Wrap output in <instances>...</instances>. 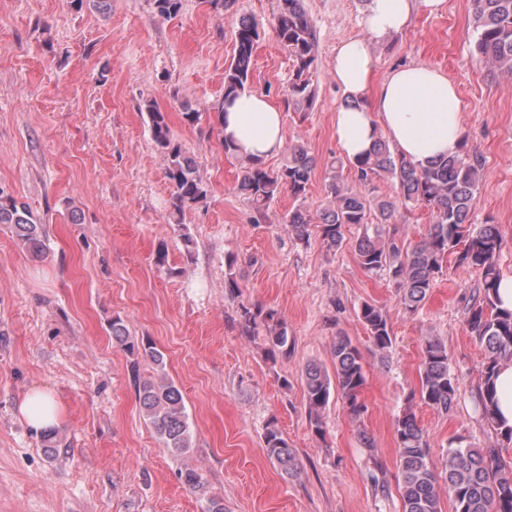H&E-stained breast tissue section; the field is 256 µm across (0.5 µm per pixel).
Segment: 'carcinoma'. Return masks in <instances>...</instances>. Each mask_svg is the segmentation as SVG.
<instances>
[{
	"mask_svg": "<svg viewBox=\"0 0 512 512\" xmlns=\"http://www.w3.org/2000/svg\"><path fill=\"white\" fill-rule=\"evenodd\" d=\"M474 15L473 50L495 79L512 77V0H472ZM277 40L293 61L292 78L284 95L285 109L308 111L315 100L317 38L303 0H280L274 17ZM260 33L249 18L239 20L232 60L224 71V98L248 89ZM150 131L163 154L166 176L173 185L172 216H180L207 199L208 189L192 156L173 139L168 115L157 106H147ZM316 158L302 142L288 147V159L276 169L261 160H244L236 190L250 203L256 219L266 217L271 204L286 190L299 201L305 198ZM326 206L317 216L297 206L284 217L291 234L309 241L318 237L330 249L345 242L346 229L361 230L355 251L361 266L371 274H385L400 295L404 310L416 313L443 275L447 262L482 275V297L468 308L470 335L483 347V383L476 402L482 419L512 443V425L500 420L496 375L512 363V311L498 307L495 289L502 275L497 261L502 238L495 225L471 222L479 185L483 176L479 161L465 149L421 166L401 155L383 135H378L369 154L353 162L332 158L327 164ZM352 172L351 178L343 170ZM391 180L397 187L395 199L375 194V182ZM423 205L433 221L427 233L407 247L396 238H383L384 225L397 220L399 207ZM0 224H10L26 249L36 255L45 250L46 232L25 203L0 187ZM374 348L384 351L392 345L388 318L382 308L366 302L358 311ZM240 324L247 335L262 326L266 331L271 358L286 357L291 350L288 329L276 311L242 307ZM112 339L133 360L130 371L135 382L141 412L154 429L163 450L174 457L187 456L193 447V432L182 391L165 371L164 354L149 338L129 335L124 321L112 318ZM334 376L316 363L305 367L308 418L312 431L323 436L322 412L328 405L331 389H336L349 416L361 421L367 406L361 395L366 382L363 358L346 335H338L332 345ZM152 364L153 374H140V364ZM421 400L441 412L453 410L459 392L457 377L448 364L446 345L434 336L423 341L419 367ZM399 454V486L403 512H442L440 489L446 488L453 512H512V461L495 448H472L457 437L449 443L442 472L430 459V448L416 415L404 411L395 419ZM264 445L268 457L288 476L298 474L294 449L282 437L275 421L267 423ZM181 481L192 490L204 488L202 475L186 466L179 472Z\"/></svg>",
	"mask_w": 512,
	"mask_h": 512,
	"instance_id": "obj_1",
	"label": "carcinoma"
}]
</instances>
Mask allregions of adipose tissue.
<instances>
[{
    "label": "adipose tissue",
    "mask_w": 512,
    "mask_h": 512,
    "mask_svg": "<svg viewBox=\"0 0 512 512\" xmlns=\"http://www.w3.org/2000/svg\"><path fill=\"white\" fill-rule=\"evenodd\" d=\"M446 0H369L363 18L364 38L342 43L336 51L333 78L350 107L334 114L336 141L350 159L365 156L378 133H386L395 149L416 163L455 154L463 139L461 100L447 75L432 66L407 65L374 78L372 43L406 28L415 7L434 13ZM221 126L238 154L266 159L283 148V113L269 97L241 93L224 108ZM19 413L28 426L40 431L61 419V406L44 389L30 390Z\"/></svg>",
    "instance_id": "ef3b65f1"
}]
</instances>
